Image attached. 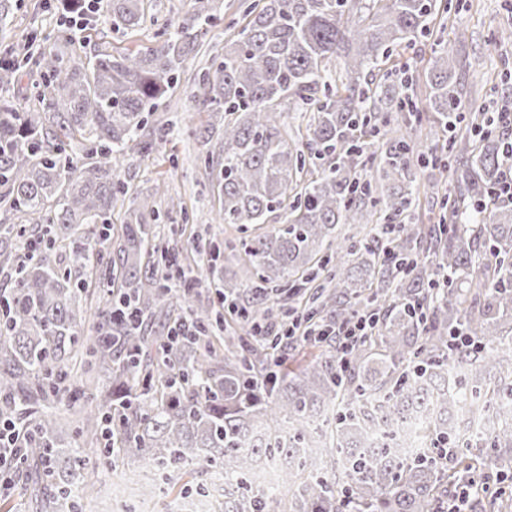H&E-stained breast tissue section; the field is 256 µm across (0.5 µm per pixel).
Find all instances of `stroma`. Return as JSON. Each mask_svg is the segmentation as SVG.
Returning <instances> with one entry per match:
<instances>
[{"label":"stroma","instance_id":"35a3bbf8","mask_svg":"<svg viewBox=\"0 0 512 512\" xmlns=\"http://www.w3.org/2000/svg\"><path fill=\"white\" fill-rule=\"evenodd\" d=\"M51 0H12V11L5 24L0 25V58H10L12 51L29 40L43 42L45 35L64 29L61 14L50 5ZM466 9L450 15L445 21L443 37L454 44L461 61L481 56L483 69L462 71L461 80L473 107L493 112L512 103V43L497 49L488 40L494 29L512 27V8L505 0H467ZM217 20L207 40L181 65L178 93L159 104L151 112L143 138L167 121L175 126L167 141L156 151L140 155L129 154L121 173L130 194L146 195L156 186H164L166 196L158 198L159 208H166L168 197L182 199L189 217L174 219L176 236L182 244L186 266L196 267L203 256L194 245L200 240L223 244L233 238L232 226L218 223L220 203L204 185L209 171L202 160L200 147L188 136L190 128L220 124L219 116L197 111L191 99L198 90L199 75L209 67L211 59L231 38L232 23L240 21L245 0H214ZM195 14V0H148L145 23L135 31H115L101 18H92L80 31V49L86 53L108 52L115 55L154 45L160 31L176 33ZM100 486L97 498L89 501L86 512H166L173 496L164 478L142 471L138 464L119 467L104 466L91 475ZM187 487L181 502L183 512H209L214 501L224 497L223 476L199 468L184 475ZM155 487L153 497L141 495L142 484Z\"/></svg>","mask_w":512,"mask_h":512}]
</instances>
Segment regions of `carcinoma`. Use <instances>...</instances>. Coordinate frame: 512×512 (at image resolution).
<instances>
[{"instance_id": "1", "label": "carcinoma", "mask_w": 512, "mask_h": 512, "mask_svg": "<svg viewBox=\"0 0 512 512\" xmlns=\"http://www.w3.org/2000/svg\"><path fill=\"white\" fill-rule=\"evenodd\" d=\"M59 7L101 12L117 31L145 14V0ZM439 13L438 0H253L200 76L198 109L224 115L190 130L217 172L220 223L246 232L283 215L242 243L249 285L224 278L236 328L195 303L210 267L170 279L180 248L152 196L133 197L121 233H107L128 192L120 167L164 140L165 127L152 140L137 132L203 31L118 56H82L59 31L71 50L39 52L33 104L0 100V211L31 220L0 221V266L14 271L0 292V417L25 445L18 476L35 512H71L103 461H136L175 484L189 464L217 470L224 502L213 512H340L345 498L361 512H443L459 484L512 473V200L497 193L512 162L507 121L471 112L452 43L427 61L422 106L391 62ZM19 78V64L0 65V89ZM288 105L310 112L305 131L288 130ZM425 125L456 163L436 224L406 220L430 151L416 140ZM75 139L80 157L66 149ZM338 224L366 232L341 238ZM277 286L310 323H345L364 306L375 334L343 361L323 336L316 360L262 385L271 341L251 336L250 321L270 316ZM93 295L102 306L86 331ZM472 409L489 424L466 436ZM66 415L75 448L58 440ZM414 417L405 451L400 429ZM258 458L281 462L277 480L255 483Z\"/></svg>"}]
</instances>
